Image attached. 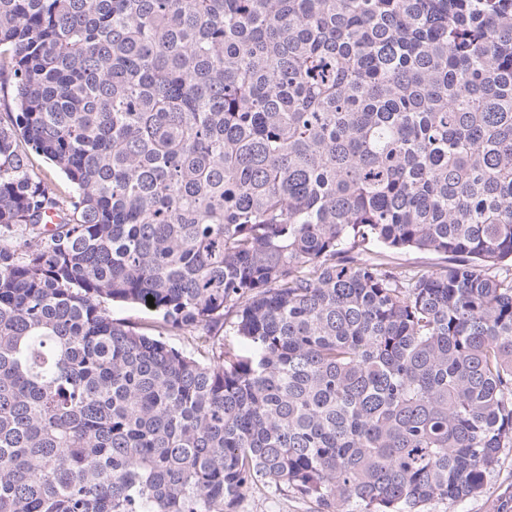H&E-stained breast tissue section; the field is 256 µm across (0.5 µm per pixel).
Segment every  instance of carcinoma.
<instances>
[{"label":"carcinoma","mask_w":512,"mask_h":512,"mask_svg":"<svg viewBox=\"0 0 512 512\" xmlns=\"http://www.w3.org/2000/svg\"><path fill=\"white\" fill-rule=\"evenodd\" d=\"M4 73L0 512L483 492L512 448V0H0ZM110 310L112 312V318L117 320H125L131 322L138 323H150L153 322V317L151 313L133 307L131 305L123 304V303H113L110 304Z\"/></svg>","instance_id":"1"}]
</instances>
